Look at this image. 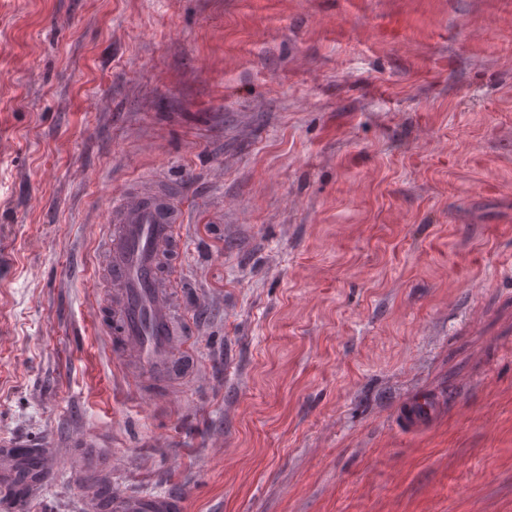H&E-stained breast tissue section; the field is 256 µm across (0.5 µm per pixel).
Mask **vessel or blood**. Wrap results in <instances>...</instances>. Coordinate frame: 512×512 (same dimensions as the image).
Here are the masks:
<instances>
[{
  "label": "vessel or blood",
  "instance_id": "vessel-or-blood-1",
  "mask_svg": "<svg viewBox=\"0 0 512 512\" xmlns=\"http://www.w3.org/2000/svg\"><path fill=\"white\" fill-rule=\"evenodd\" d=\"M187 211L177 192L151 179L112 195L100 226L99 247L108 267L106 297L98 321L114 363L132 366L138 395L176 399L171 380L178 373L176 357L189 354L192 331L176 299V272L186 255L179 233ZM435 402L417 398L406 402L399 418L408 428L422 427L433 415ZM6 462L0 466V490L17 485L36 489L47 479L50 466L31 450L0 446ZM107 512H180L170 496L128 494L105 498Z\"/></svg>",
  "mask_w": 512,
  "mask_h": 512
}]
</instances>
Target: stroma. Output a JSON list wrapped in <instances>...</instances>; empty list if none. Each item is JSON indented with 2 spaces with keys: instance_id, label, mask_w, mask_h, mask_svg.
I'll use <instances>...</instances> for the list:
<instances>
[{
  "instance_id": "stroma-1",
  "label": "stroma",
  "mask_w": 512,
  "mask_h": 512,
  "mask_svg": "<svg viewBox=\"0 0 512 512\" xmlns=\"http://www.w3.org/2000/svg\"><path fill=\"white\" fill-rule=\"evenodd\" d=\"M156 176L196 363L144 408L97 238ZM89 435L182 512H512V0H0V439ZM436 408L434 400L417 398L406 402L399 411V418L406 428H419L433 415Z\"/></svg>"
}]
</instances>
